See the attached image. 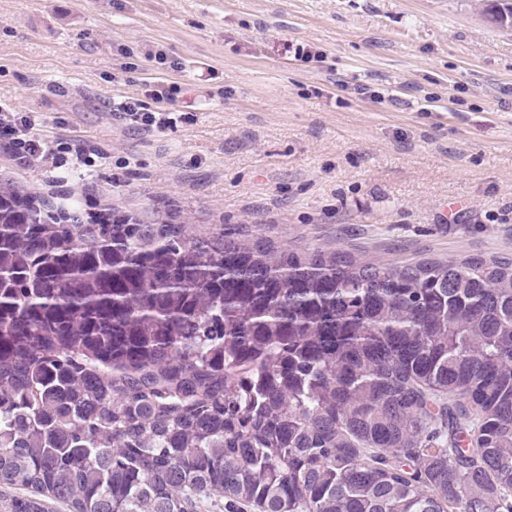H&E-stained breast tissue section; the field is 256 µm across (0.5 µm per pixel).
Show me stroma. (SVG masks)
Wrapping results in <instances>:
<instances>
[{
    "mask_svg": "<svg viewBox=\"0 0 512 512\" xmlns=\"http://www.w3.org/2000/svg\"><path fill=\"white\" fill-rule=\"evenodd\" d=\"M484 0H0V102L108 163L0 183L144 224L401 264L512 258V31ZM321 53L302 66L287 44ZM161 51L170 68L145 59ZM178 82L197 121L127 129L113 97Z\"/></svg>",
    "mask_w": 512,
    "mask_h": 512,
    "instance_id": "35a3bbf8",
    "label": "stroma"
}]
</instances>
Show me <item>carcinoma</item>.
Masks as SVG:
<instances>
[{"instance_id": "1", "label": "carcinoma", "mask_w": 512, "mask_h": 512, "mask_svg": "<svg viewBox=\"0 0 512 512\" xmlns=\"http://www.w3.org/2000/svg\"><path fill=\"white\" fill-rule=\"evenodd\" d=\"M62 224L0 186L10 512H512V260ZM197 505L194 512H259L254 505L234 503L219 497L202 498Z\"/></svg>"}]
</instances>
